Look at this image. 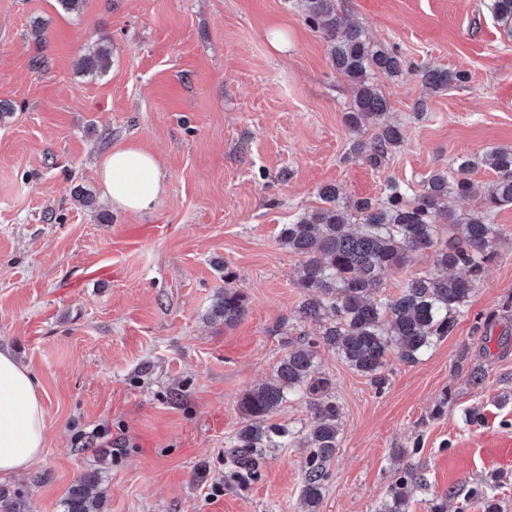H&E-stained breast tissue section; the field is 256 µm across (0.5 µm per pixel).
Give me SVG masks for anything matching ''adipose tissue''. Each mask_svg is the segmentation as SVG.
<instances>
[{"instance_id":"1","label":"adipose tissue","mask_w":512,"mask_h":512,"mask_svg":"<svg viewBox=\"0 0 512 512\" xmlns=\"http://www.w3.org/2000/svg\"><path fill=\"white\" fill-rule=\"evenodd\" d=\"M96 174L113 206L146 213L164 192L156 158L139 146L112 149L97 164ZM43 400L33 376L14 355L0 350V476H12L39 461L45 449Z\"/></svg>"}]
</instances>
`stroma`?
Segmentation results:
<instances>
[{
	"label": "stroma",
	"instance_id": "stroma-1",
	"mask_svg": "<svg viewBox=\"0 0 512 512\" xmlns=\"http://www.w3.org/2000/svg\"><path fill=\"white\" fill-rule=\"evenodd\" d=\"M487 2L342 0L408 62L376 78L404 130L376 170L351 151L375 130L346 124L353 89L300 0H84L77 13L0 0V102L14 109L0 123V348L34 376L47 426L42 459L0 479L23 512H63L84 477L103 512H305L297 443L265 451L246 486L224 465L238 401L272 376L282 332L318 333L297 318L300 258L279 230L325 185L377 199L387 181L418 189L456 157L512 148V37ZM97 44L112 63L91 76L80 61ZM428 67L468 79L434 93ZM131 142L165 182L139 215L95 175ZM493 221L505 241L465 315L419 362L390 358L383 391L318 346L342 410L319 512H377L408 471L426 484L407 512L473 483L512 512V206ZM228 272L246 305L232 325L212 314ZM462 356L484 366V387L456 369ZM473 407L484 418L470 426Z\"/></svg>",
	"mask_w": 512,
	"mask_h": 512
}]
</instances>
